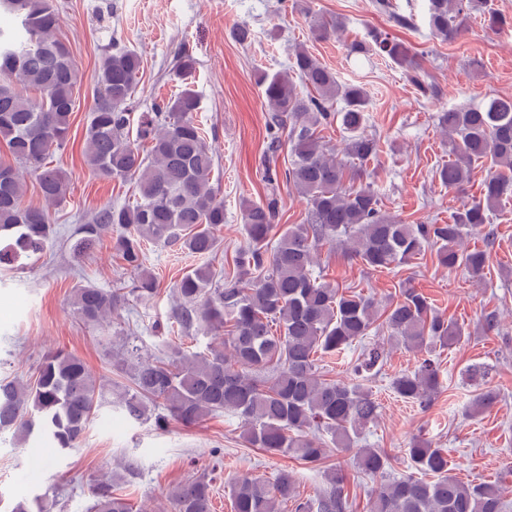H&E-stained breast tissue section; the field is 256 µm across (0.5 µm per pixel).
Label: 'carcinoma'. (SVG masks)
<instances>
[{
	"label": "carcinoma",
	"mask_w": 512,
	"mask_h": 512,
	"mask_svg": "<svg viewBox=\"0 0 512 512\" xmlns=\"http://www.w3.org/2000/svg\"><path fill=\"white\" fill-rule=\"evenodd\" d=\"M478 2L428 0L432 35L457 41ZM1 10L13 15L18 26L8 31L0 27V144L13 159L0 161V266L42 253L53 239L46 210L24 205L26 186L15 165L35 174L45 202L66 198L69 181L47 159L69 141L79 81L70 50L57 35L51 0H0ZM343 26L339 19H318L312 30L324 39ZM369 37L350 52L385 56L421 84L417 55L386 32L372 30ZM141 66L136 51L110 44L92 75L95 96L84 163L101 179L134 180L136 196L121 207L99 209L73 236L72 255L79 258L116 232L113 249L134 275L128 292L90 285L74 290L71 307L90 323L111 321L131 295L145 300L156 293L158 279L145 268L147 244H176L206 256L216 250V232L224 224V201L210 184L213 150L193 118L199 110L188 82L193 58L187 53L177 57L175 69L184 87L141 115L133 141L130 107ZM296 78L312 92L297 90ZM258 84L268 106L270 143L261 169L265 200L243 205L249 246L233 254L232 268L222 276L200 266L176 284L178 330L199 325L218 342L204 352L174 346L165 359L123 363L131 386L119 403L136 421L147 417L152 405L163 408L165 413L155 414L159 427L169 416L189 426L230 412L241 419L242 436L250 446L291 455L312 467L325 458L323 435L329 434L336 447L355 449L360 472L378 476L388 467L389 456L380 448L361 447L359 441L378 417L369 381L381 372L384 347H364L354 366L356 380L349 383L319 375L315 356L342 353L380 320L390 344L424 355L414 370L394 376L391 388L402 402L425 408L440 391V366L433 352L458 343L463 331L414 288L401 287L400 297L382 308L371 297L341 291L313 275L314 251L326 241L364 267L382 271L407 265L430 248L441 267L462 268L481 278L488 252L463 248V236L490 223L489 213L512 197V97L492 96L479 107L437 115L454 156L438 171L441 184L452 190L468 183L477 162L486 164L488 174L481 198L464 204L452 222L407 224L382 210L375 183L361 181L359 164L381 152L380 140L366 130L368 98L362 86L338 82L301 47L294 50L290 69L262 72ZM27 89L39 96L25 94ZM337 100L342 107L335 110ZM335 124L346 134L343 159L322 136ZM283 133L291 160L281 170ZM142 141L149 143L146 152ZM282 184L306 200L307 213L303 223L289 225L274 243ZM226 346L233 351L230 359ZM103 399L102 385L84 362L57 350L43 359L35 379L0 381V431L12 429L25 437L35 433L65 453L77 446ZM496 401L495 390L482 389L474 395L472 411ZM408 455L411 471L382 483L369 499L368 512H502L498 487L464 483L451 475L446 449L416 439ZM117 480L111 475L98 484L94 512H132L130 503L112 490ZM325 481L316 498L302 500L286 469L271 481L244 477L231 490L233 510L282 512L291 502L294 512H350L343 477L329 471ZM213 497V486L203 476L170 492L175 512H213Z\"/></svg>",
	"instance_id": "1"
}]
</instances>
